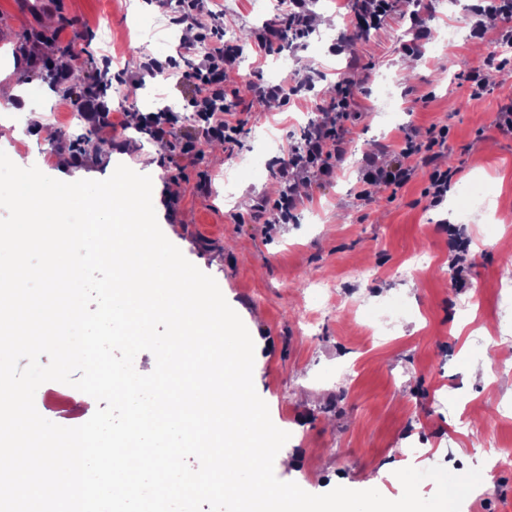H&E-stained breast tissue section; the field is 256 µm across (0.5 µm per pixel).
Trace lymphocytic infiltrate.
I'll use <instances>...</instances> for the list:
<instances>
[{
    "instance_id": "1",
    "label": "lymphocytic infiltrate",
    "mask_w": 512,
    "mask_h": 512,
    "mask_svg": "<svg viewBox=\"0 0 512 512\" xmlns=\"http://www.w3.org/2000/svg\"><path fill=\"white\" fill-rule=\"evenodd\" d=\"M397 0H351L347 21L362 35L378 29L395 11ZM478 20L471 29L473 37L481 39L487 34L484 18L496 20V43L512 49V0H479L472 8ZM171 22L194 30L192 42L180 45L176 55L165 60L143 57L132 77L134 84L159 76L171 80L174 87L189 88L188 103L195 119L191 128H184L177 113L163 108L146 113L143 126L152 128L156 136L176 134L181 155L189 156L196 149L197 134H205L212 141L234 148L246 125L227 87L233 83L240 58L245 48L257 53L274 52L277 42L287 38L298 39L311 28L313 15L310 0H288L285 9L271 23L256 28L249 46L225 40L224 14L210 10L207 0H178V8ZM205 45L204 54H196V45ZM355 104L352 83L340 78L336 94L326 106L327 120L313 124L300 147L291 148L286 159L280 160L276 174L283 190L274 204L260 202L254 208L255 217L273 211L281 224L294 222L300 199L296 191L297 179L319 182L332 177L345 156V124ZM448 126H434L426 141L416 139L414 129L403 131L401 145L392 150L388 164L379 163L373 156H365L358 198L372 202L380 189L399 190L415 177L418 170H426L428 185L425 195L430 207L442 205L448 197L454 173L442 168L438 159L448 143Z\"/></svg>"
}]
</instances>
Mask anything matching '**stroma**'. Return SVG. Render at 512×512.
<instances>
[{"instance_id":"stroma-1","label":"stroma","mask_w":512,"mask_h":512,"mask_svg":"<svg viewBox=\"0 0 512 512\" xmlns=\"http://www.w3.org/2000/svg\"><path fill=\"white\" fill-rule=\"evenodd\" d=\"M155 0H57L32 10L28 0H0V73L17 79L26 95L0 99V129L12 112L25 116L20 140H0V150L24 158L50 177L80 174L103 180L117 165L138 169L154 156L161 171L153 185L157 220L164 235L202 272L212 276L248 329L257 355L253 381L273 423L289 432L291 462L275 466L279 480L311 494L335 487L377 489L400 498L397 470L440 464L461 474L483 458L512 450V302H502L501 269L512 262V135L496 127L501 103L512 96V78L481 99H470L465 75L492 58V36L475 40L473 0H438L433 31L405 72L410 39L407 0L369 37L357 40L360 69L353 72L357 119L346 122L348 159L322 187L303 191L291 224L251 220L254 194L275 183L272 165L301 140L308 124L324 117L334 82L347 65L332 54L333 39L346 29L344 0H315L328 39L284 41L263 56L249 50L254 27L274 20L258 13L259 0H215L225 23L235 27L246 52L234 89L249 121L231 156L199 139L195 161L137 128L124 136L70 128V111L52 79L64 57L52 40L65 29L75 62L91 72L103 59L135 71L143 55L165 59L185 40V29L168 22ZM158 32L139 38L143 17ZM112 33L101 43L100 28ZM311 60L314 88L303 98L268 105L249 91L257 81L299 72V55ZM395 113L384 116L383 94ZM113 111L142 115L159 108L185 113V96L162 79L123 84L108 98ZM450 129L444 166L457 171L448 198L429 208L425 174L374 201L356 197L364 153L379 144L399 145L403 127L426 137L431 125ZM210 176L209 190L199 188ZM429 254L412 266L414 253ZM330 280L336 293L313 301L312 283ZM81 403L80 416L53 409L54 399ZM77 389L43 383L34 402L39 414L64 427L94 413ZM482 500L467 496L460 512L482 503L484 512H512V471L483 476Z\"/></svg>"}]
</instances>
